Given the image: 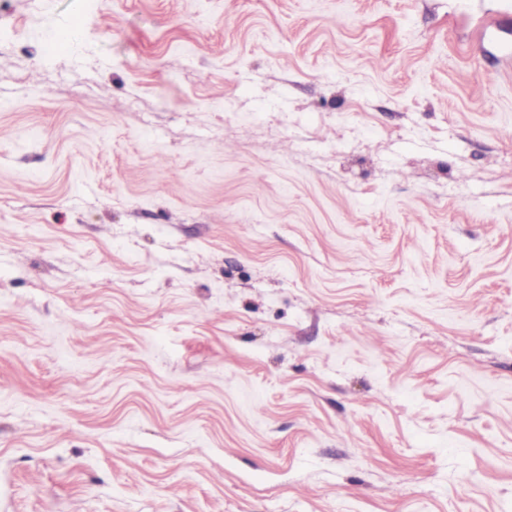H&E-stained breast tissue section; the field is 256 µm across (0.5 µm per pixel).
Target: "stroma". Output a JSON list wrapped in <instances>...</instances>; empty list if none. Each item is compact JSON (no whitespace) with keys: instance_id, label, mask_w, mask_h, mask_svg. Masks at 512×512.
I'll use <instances>...</instances> for the list:
<instances>
[{"instance_id":"stroma-1","label":"stroma","mask_w":512,"mask_h":512,"mask_svg":"<svg viewBox=\"0 0 512 512\" xmlns=\"http://www.w3.org/2000/svg\"><path fill=\"white\" fill-rule=\"evenodd\" d=\"M0 25V512H512L504 0Z\"/></svg>"}]
</instances>
